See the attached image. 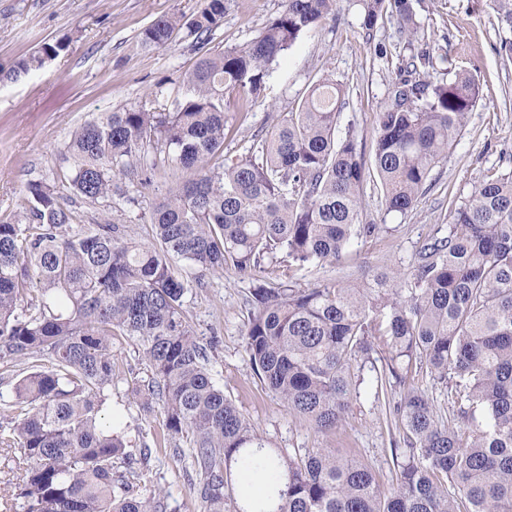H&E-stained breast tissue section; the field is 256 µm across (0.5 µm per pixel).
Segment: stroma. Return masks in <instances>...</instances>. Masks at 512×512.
<instances>
[{
    "label": "stroma",
    "instance_id": "1",
    "mask_svg": "<svg viewBox=\"0 0 512 512\" xmlns=\"http://www.w3.org/2000/svg\"><path fill=\"white\" fill-rule=\"evenodd\" d=\"M284 0H228L214 49L240 46L258 36L283 9ZM198 0H0V70L47 42L68 39L67 49L44 66L17 80L0 82V216L20 203L28 182H60L70 171L63 148L71 131L100 112L143 107L172 111L187 93L185 71L200 56L192 39L176 32L171 43L142 50L140 32L162 16L190 15ZM421 25L419 40L408 44L395 16L384 14L373 29L362 26L356 0H336L333 13L273 64L264 89L246 109L226 111L230 132L224 152L245 155L256 139L269 135L303 94L328 75L345 86L346 105L339 129L354 128L358 148L372 156L375 117L388 102L397 68L412 51L432 57L420 78L439 84L458 73L479 81L480 99L462 136L433 169L431 188L405 215L386 213L381 191L366 183L363 210L382 227L374 238L354 241L346 261L297 273L301 287L331 279L361 285L377 272L405 267L432 238L446 234L450 212L484 178L512 171V54L503 49L512 32L497 23L489 0H412ZM144 163L152 169L147 185L129 187V201H103L78 208L79 222L101 217L126 225L132 237H146V219L155 200L170 188L196 178L161 150H149ZM254 279L234 271L208 275L203 287L186 298V316L202 344H213L209 368L225 395L248 418L270 447L290 453L329 448L336 455L368 463L383 487L395 476L393 449L402 447L396 405L405 387L393 388L388 400L360 399L331 432L321 433L290 416L279 397L257 378L245 351L246 300ZM120 376L107 410L118 414L132 449L162 435L160 405L145 409L130 390L148 371L134 345L112 346ZM144 482L167 494V512H199L183 461L170 449L152 451Z\"/></svg>",
    "mask_w": 512,
    "mask_h": 512
}]
</instances>
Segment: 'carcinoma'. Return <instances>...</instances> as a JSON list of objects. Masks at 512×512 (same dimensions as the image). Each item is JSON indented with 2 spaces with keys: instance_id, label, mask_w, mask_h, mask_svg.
<instances>
[{
  "instance_id": "cac0c4a2",
  "label": "carcinoma",
  "mask_w": 512,
  "mask_h": 512,
  "mask_svg": "<svg viewBox=\"0 0 512 512\" xmlns=\"http://www.w3.org/2000/svg\"><path fill=\"white\" fill-rule=\"evenodd\" d=\"M335 4L285 0L259 36L219 52L207 46L226 0L156 19L141 32L143 48L162 49L183 29L202 51L175 111L130 107L84 122L64 146L74 160L65 182H29L0 217V359L32 361L0 425V448L20 452L24 512H166L164 491L141 486L150 447L126 452L122 428L101 418L119 377L115 339L135 345L150 369L132 392L145 408L162 406L173 456L190 449L200 512H512V171L482 180L455 206L447 234L403 270L358 287L258 282L247 299L243 343L256 375L319 431L336 428L361 394L380 400L416 364L448 388L449 424L418 390L397 406L405 447L392 449L387 491L372 467L328 448L298 457L268 447L214 381L207 347L185 320L187 294L210 274L252 276L266 261L290 271L333 264L354 240L378 235L382 225L361 209L367 181L379 185L385 212L412 211L476 106L471 75L433 87L416 78L430 64L422 51L397 68L370 159L353 129L336 135L345 90L330 78L312 83L249 155L224 154L227 107H247L271 64ZM387 6L418 32L410 0H360L363 27ZM492 9L512 30V0ZM66 47L43 44L0 81ZM153 145L198 177L152 207L151 236L135 239L106 216L74 230L76 201L124 197L135 176L151 182L141 159ZM29 279L38 293L20 314ZM378 353L384 365L364 374Z\"/></svg>"
}]
</instances>
